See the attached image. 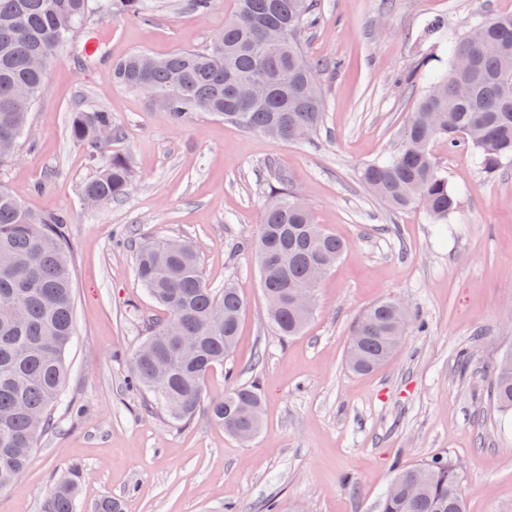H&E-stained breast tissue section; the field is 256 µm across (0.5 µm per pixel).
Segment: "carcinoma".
Listing matches in <instances>:
<instances>
[{
	"label": "carcinoma",
	"instance_id": "obj_1",
	"mask_svg": "<svg viewBox=\"0 0 512 512\" xmlns=\"http://www.w3.org/2000/svg\"><path fill=\"white\" fill-rule=\"evenodd\" d=\"M319 0H235L224 30L203 49L175 51L146 64L133 52L112 62L114 80L134 91L147 84L165 92L162 112L182 127L197 112L224 118L246 131L289 141L295 128L313 134L322 122L319 79L323 64L304 53L301 35L317 17ZM145 21V0H0V167L9 164L26 127L28 114L44 89L48 70L32 64L35 56L52 65L57 50L76 36V27L94 10ZM276 23L282 41L260 43L259 28ZM106 34L97 32L81 47L93 58ZM474 60L471 93L464 98L448 84L458 54ZM271 81L270 94L240 105L231 89L257 77ZM69 136L98 152L104 161L82 188L97 205L121 202L132 186L129 158L110 153L120 136L112 116L102 109L76 108ZM442 138L448 148L466 146L482 169L493 172L512 162V12L471 26L450 47L448 75L432 80L405 124L395 152L364 166L360 179L390 208L418 204L433 224H444L457 209L458 196L448 177L435 166L431 144ZM68 214L30 210L0 185V489L17 482L32 452L54 426L52 412L62 400L68 372L66 350L74 334V269L66 235ZM345 243L315 223L311 211L274 177L265 196L255 244L268 318L282 337L299 335L310 312L295 308L290 296L314 293L311 267L332 268ZM135 274L148 295L169 312L150 327L135 354L138 386L155 408L174 423L204 412L231 437L262 429L259 388L225 373L224 394L207 393L206 379L232 356L244 301L227 282L210 287L197 249L175 239L148 241L136 247ZM411 320L409 309L383 298L366 308L350 330L348 349L372 373L399 350ZM490 396L499 409L512 411V351L495 367ZM81 473L72 470L50 493L43 512H76ZM398 483L386 491L380 512H464L461 468L456 460L436 456L397 471Z\"/></svg>",
	"mask_w": 512,
	"mask_h": 512
}]
</instances>
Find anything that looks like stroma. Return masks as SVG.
<instances>
[{
  "label": "stroma",
  "instance_id": "35a3bbf8",
  "mask_svg": "<svg viewBox=\"0 0 512 512\" xmlns=\"http://www.w3.org/2000/svg\"><path fill=\"white\" fill-rule=\"evenodd\" d=\"M320 3L303 36L307 55L327 63L323 121L310 142L203 112L176 128L148 97L113 82V60L129 53L205 48L234 0H216L204 16L188 0H147L148 22L96 13L87 26L109 32L97 59L85 65L74 46L61 50L0 184L31 210L69 214L75 330L55 428L0 490V512H42L73 466L83 470L77 512L108 497L122 512H265L270 501L277 512H378L395 466L434 455L461 462L466 512H512V419L489 391L512 350V164L488 173L469 151L436 140L435 162L459 193L445 224L417 207L391 212L359 178L396 147L455 35L512 12V0H392L387 11L382 0ZM438 18L445 27L429 32ZM79 105L110 112L121 132L112 149L134 171L122 202L93 208L82 196L100 163L69 138ZM275 173L347 244L316 289L305 331L287 340L267 322L251 247ZM167 237L195 244L210 286L232 280L244 299L228 365L261 392L264 427L249 443L201 414L170 422L134 383L147 323L168 316L135 276L134 245ZM384 297L404 300L426 328H410L379 371L352 373L350 328Z\"/></svg>",
  "mask_w": 512,
  "mask_h": 512
}]
</instances>
